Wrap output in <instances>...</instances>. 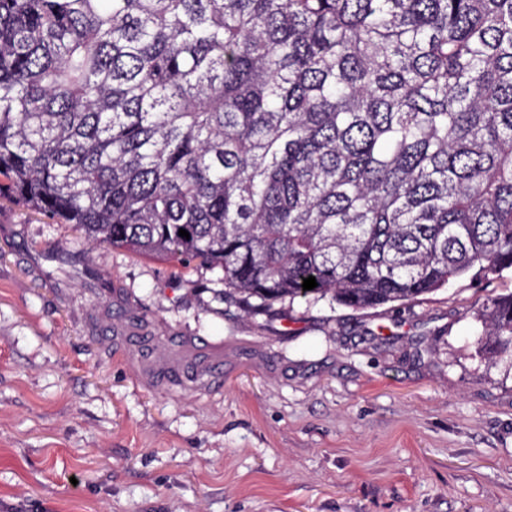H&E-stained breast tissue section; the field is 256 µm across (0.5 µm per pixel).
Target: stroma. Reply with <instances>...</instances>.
<instances>
[{"instance_id":"stroma-1","label":"stroma","mask_w":512,"mask_h":512,"mask_svg":"<svg viewBox=\"0 0 512 512\" xmlns=\"http://www.w3.org/2000/svg\"><path fill=\"white\" fill-rule=\"evenodd\" d=\"M512 270L398 307L298 299L256 315L224 275L112 247L0 201V512H512V360L478 311ZM141 321L104 329L110 294ZM220 336L139 388L160 337ZM157 357L171 370H177L189 363L197 365V374L188 389L205 392L216 384L218 372H224V339L207 336H178L175 345L159 344ZM206 355L198 359L199 353Z\"/></svg>"}]
</instances>
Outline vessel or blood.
I'll list each match as a JSON object with an SVG mask.
<instances>
[{
    "label": "vessel or blood",
    "mask_w": 512,
    "mask_h": 512,
    "mask_svg": "<svg viewBox=\"0 0 512 512\" xmlns=\"http://www.w3.org/2000/svg\"><path fill=\"white\" fill-rule=\"evenodd\" d=\"M157 356L171 370L189 363L196 364L197 374L189 388L205 392L211 389L218 372L224 368V341L207 336H181L176 344L158 345Z\"/></svg>",
    "instance_id": "vessel-or-blood-1"
}]
</instances>
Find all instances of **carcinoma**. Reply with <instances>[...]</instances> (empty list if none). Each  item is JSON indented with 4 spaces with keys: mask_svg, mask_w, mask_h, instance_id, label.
<instances>
[{
    "mask_svg": "<svg viewBox=\"0 0 512 512\" xmlns=\"http://www.w3.org/2000/svg\"><path fill=\"white\" fill-rule=\"evenodd\" d=\"M5 196L254 314L500 274L512 0H0ZM480 318L512 358V292Z\"/></svg>",
    "mask_w": 512,
    "mask_h": 512,
    "instance_id": "obj_1",
    "label": "carcinoma"
}]
</instances>
